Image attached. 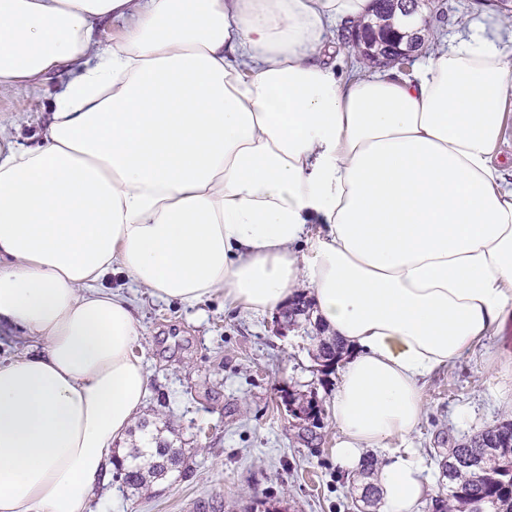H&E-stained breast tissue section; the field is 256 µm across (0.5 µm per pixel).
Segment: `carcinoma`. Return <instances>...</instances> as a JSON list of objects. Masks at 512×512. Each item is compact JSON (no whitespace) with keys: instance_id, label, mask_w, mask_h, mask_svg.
I'll list each match as a JSON object with an SVG mask.
<instances>
[{"instance_id":"obj_1","label":"carcinoma","mask_w":512,"mask_h":512,"mask_svg":"<svg viewBox=\"0 0 512 512\" xmlns=\"http://www.w3.org/2000/svg\"><path fill=\"white\" fill-rule=\"evenodd\" d=\"M376 24L361 26L364 56L376 60L390 43L401 39L391 0H376ZM288 321L310 322V307L305 295L299 293L283 312ZM313 360L323 368L336 364L344 347L334 337L316 333L311 337ZM167 442L154 436L145 446L117 461V476L133 489L144 486L182 463L180 452H170ZM376 463L368 461L361 470V509L378 505L381 491L372 482ZM442 475L448 481V497L435 500V512H512V422L489 428L448 449L441 461Z\"/></svg>"}]
</instances>
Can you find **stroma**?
I'll return each mask as SVG.
<instances>
[{"label": "stroma", "instance_id": "1", "mask_svg": "<svg viewBox=\"0 0 512 512\" xmlns=\"http://www.w3.org/2000/svg\"><path fill=\"white\" fill-rule=\"evenodd\" d=\"M483 0H424L430 29L421 60L457 35L460 19L479 16ZM75 75L61 66L33 83L0 87V123L26 148L41 145L57 96ZM104 287L133 299L140 324L134 351L149 386L143 420L184 454L183 467L149 488L111 478L94 512H353L361 489L337 466L331 399L338 373L311 356L313 327L276 335L274 314L227 308L216 295L195 308L153 297L119 274ZM314 399L317 419L288 415L285 392ZM425 414L413 435L432 492L442 490L440 449L512 419V320L449 368L427 377Z\"/></svg>", "mask_w": 512, "mask_h": 512}]
</instances>
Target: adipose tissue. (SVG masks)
Returning a JSON list of instances; mask_svg holds the SVG:
<instances>
[{
    "label": "adipose tissue",
    "mask_w": 512,
    "mask_h": 512,
    "mask_svg": "<svg viewBox=\"0 0 512 512\" xmlns=\"http://www.w3.org/2000/svg\"><path fill=\"white\" fill-rule=\"evenodd\" d=\"M373 0H0V86L74 65L44 145L0 137V512H91L147 392L119 273L193 308L264 314L309 289L347 347L337 464L367 451L383 512L429 484L423 382L512 316V99L501 24L411 76L336 69ZM119 26L95 47L102 21ZM321 225L317 237L308 227ZM505 117L501 139L496 152L495 162L504 167H512V101H508L505 108ZM508 145V147H507ZM9 337L0 335V360L6 361L15 357L31 354L33 344L22 330H14Z\"/></svg>",
    "instance_id": "ef3b65f1"
}]
</instances>
